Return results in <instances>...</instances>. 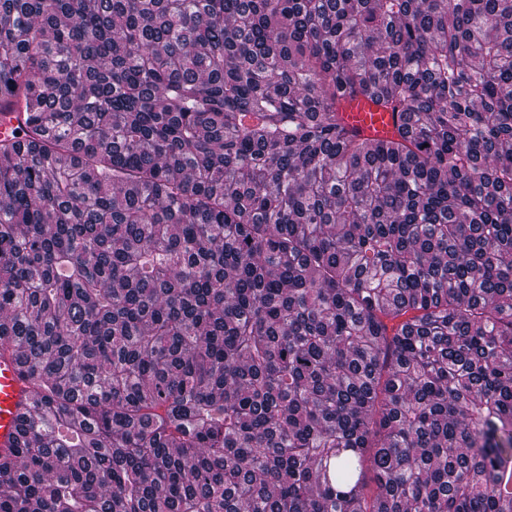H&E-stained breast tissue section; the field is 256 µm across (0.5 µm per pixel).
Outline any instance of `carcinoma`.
I'll list each match as a JSON object with an SVG mask.
<instances>
[{
  "mask_svg": "<svg viewBox=\"0 0 512 512\" xmlns=\"http://www.w3.org/2000/svg\"><path fill=\"white\" fill-rule=\"evenodd\" d=\"M1 101L0 512H512V0H0ZM342 117L347 128L358 130L364 137H385L395 129L392 113L377 109L365 97L347 101ZM25 389L16 362L0 359V452L12 448L21 412L19 404L29 396Z\"/></svg>",
  "mask_w": 512,
  "mask_h": 512,
  "instance_id": "cac0c4a2",
  "label": "carcinoma"
}]
</instances>
